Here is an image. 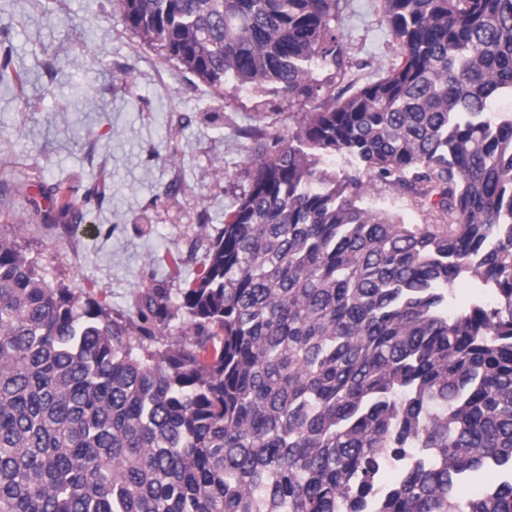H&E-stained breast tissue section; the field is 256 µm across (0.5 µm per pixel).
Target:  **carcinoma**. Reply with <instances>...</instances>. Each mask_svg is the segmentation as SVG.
Segmentation results:
<instances>
[{"mask_svg": "<svg viewBox=\"0 0 512 512\" xmlns=\"http://www.w3.org/2000/svg\"><path fill=\"white\" fill-rule=\"evenodd\" d=\"M118 2L216 95L272 90L297 126L243 130L248 186L215 234L199 217L202 273L131 316L0 233V512H512V118L491 117L512 0H382L392 66L324 100L341 0ZM336 154L355 165L320 168ZM378 183L442 223L365 207ZM465 279L495 302L448 312Z\"/></svg>", "mask_w": 512, "mask_h": 512, "instance_id": "cac0c4a2", "label": "carcinoma"}]
</instances>
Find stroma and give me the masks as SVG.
Wrapping results in <instances>:
<instances>
[{
  "instance_id": "obj_1",
  "label": "stroma",
  "mask_w": 512,
  "mask_h": 512,
  "mask_svg": "<svg viewBox=\"0 0 512 512\" xmlns=\"http://www.w3.org/2000/svg\"><path fill=\"white\" fill-rule=\"evenodd\" d=\"M336 34L346 74L339 94L384 76L394 40L380 0H342ZM22 83L0 82V232L20 243L51 281L130 315L140 288L163 280L162 258L181 252L180 282H192L198 218L222 227L248 185L245 128L287 136L296 114L266 92L227 82L223 96L123 19L117 0H0V57ZM233 110H225V100ZM66 182L83 229H64L49 203ZM367 207L408 224L435 215L414 196L376 185Z\"/></svg>"
}]
</instances>
